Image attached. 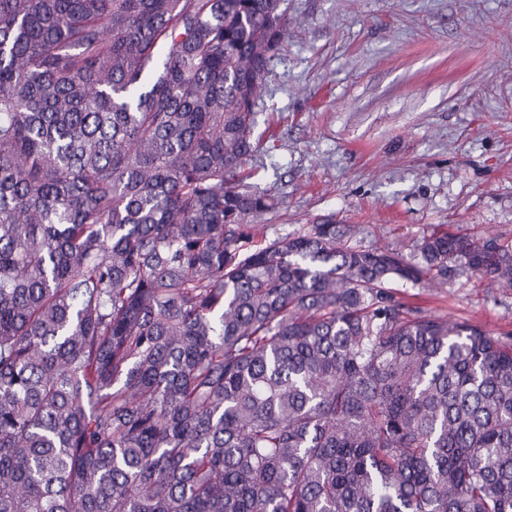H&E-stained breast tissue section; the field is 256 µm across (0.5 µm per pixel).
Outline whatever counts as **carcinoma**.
<instances>
[{
    "label": "carcinoma",
    "mask_w": 512,
    "mask_h": 512,
    "mask_svg": "<svg viewBox=\"0 0 512 512\" xmlns=\"http://www.w3.org/2000/svg\"><path fill=\"white\" fill-rule=\"evenodd\" d=\"M287 0H0V512H512V243L259 241ZM392 287L424 314L469 319L492 335L512 330V290L491 288L486 280L462 277L443 287L430 282H398Z\"/></svg>",
    "instance_id": "carcinoma-1"
}]
</instances>
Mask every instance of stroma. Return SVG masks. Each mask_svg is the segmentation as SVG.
Listing matches in <instances>:
<instances>
[{"mask_svg":"<svg viewBox=\"0 0 512 512\" xmlns=\"http://www.w3.org/2000/svg\"><path fill=\"white\" fill-rule=\"evenodd\" d=\"M258 236L355 224L412 253L438 225L512 241V0H288L257 107ZM424 314L512 330V290L396 283Z\"/></svg>","mask_w":512,"mask_h":512,"instance_id":"stroma-1","label":"stroma"}]
</instances>
